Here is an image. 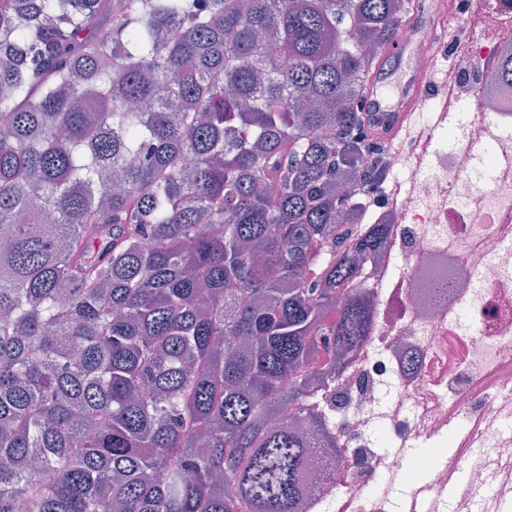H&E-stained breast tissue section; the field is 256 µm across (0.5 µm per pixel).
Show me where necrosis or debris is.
Returning <instances> with one entry per match:
<instances>
[{
    "mask_svg": "<svg viewBox=\"0 0 512 512\" xmlns=\"http://www.w3.org/2000/svg\"><path fill=\"white\" fill-rule=\"evenodd\" d=\"M399 33L424 76L447 59L458 118L437 149L414 142L415 163L386 147L385 179L345 213L354 233L386 229L363 284L374 322L326 394L336 446L314 449L297 512H398L416 448L431 512H501L490 491L512 461V83L492 79L512 65V0H451L437 29Z\"/></svg>",
    "mask_w": 512,
    "mask_h": 512,
    "instance_id": "obj_1",
    "label": "necrosis or debris"
}]
</instances>
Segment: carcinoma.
Masks as SVG:
<instances>
[{
	"label": "carcinoma",
	"instance_id": "1",
	"mask_svg": "<svg viewBox=\"0 0 512 512\" xmlns=\"http://www.w3.org/2000/svg\"><path fill=\"white\" fill-rule=\"evenodd\" d=\"M412 7L0 0V512H296L286 419L373 325L337 187L381 177Z\"/></svg>",
	"mask_w": 512,
	"mask_h": 512
}]
</instances>
